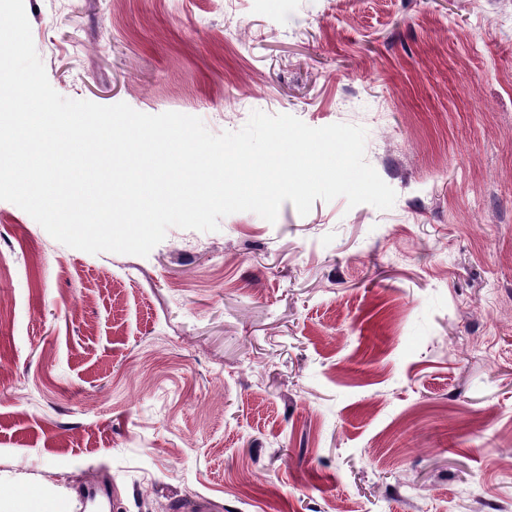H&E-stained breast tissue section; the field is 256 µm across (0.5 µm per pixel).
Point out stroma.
Returning <instances> with one entry per match:
<instances>
[{
	"label": "stroma",
	"instance_id": "obj_1",
	"mask_svg": "<svg viewBox=\"0 0 512 512\" xmlns=\"http://www.w3.org/2000/svg\"><path fill=\"white\" fill-rule=\"evenodd\" d=\"M24 2L63 97L358 125L397 197L145 257L0 201V496L512 512V0Z\"/></svg>",
	"mask_w": 512,
	"mask_h": 512
}]
</instances>
